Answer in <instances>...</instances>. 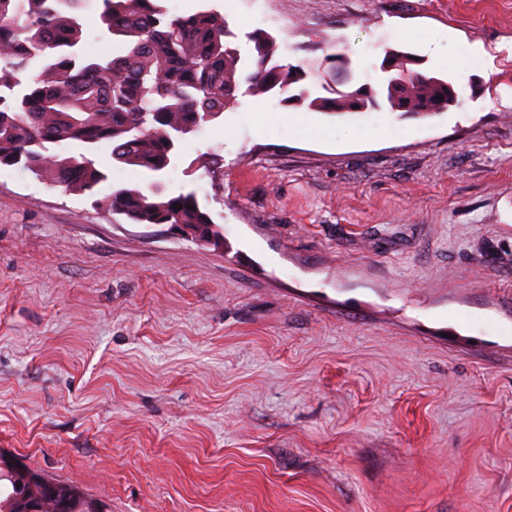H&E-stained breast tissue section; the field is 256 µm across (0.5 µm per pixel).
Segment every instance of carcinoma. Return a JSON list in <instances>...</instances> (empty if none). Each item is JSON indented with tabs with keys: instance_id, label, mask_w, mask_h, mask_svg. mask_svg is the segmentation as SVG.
Segmentation results:
<instances>
[{
	"instance_id": "obj_1",
	"label": "carcinoma",
	"mask_w": 512,
	"mask_h": 512,
	"mask_svg": "<svg viewBox=\"0 0 512 512\" xmlns=\"http://www.w3.org/2000/svg\"><path fill=\"white\" fill-rule=\"evenodd\" d=\"M84 2L0 0V167L91 194L108 179L96 156L110 146L115 162L151 179L145 190L116 187L102 202L132 224H201L220 233L195 191L172 195L160 182L180 143L240 97L278 96L288 106L337 115L386 108L425 116L461 101L453 81L413 70L414 60L392 49L385 55L398 82L382 71L373 84L349 81L337 89L331 82L347 62L336 54L323 72L327 95L314 97L309 74L284 62L266 32L246 34L244 54L224 15L176 14L163 0H99V26L120 49L91 58L81 51ZM27 473L39 471L0 455V512L19 496L41 501L50 485L68 504L65 512L105 506L61 480L30 484Z\"/></svg>"
}]
</instances>
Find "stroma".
Listing matches in <instances>:
<instances>
[{"instance_id": "obj_1", "label": "stroma", "mask_w": 512, "mask_h": 512, "mask_svg": "<svg viewBox=\"0 0 512 512\" xmlns=\"http://www.w3.org/2000/svg\"><path fill=\"white\" fill-rule=\"evenodd\" d=\"M460 105L240 98L165 183L224 246L0 167V453L109 512H512V0H167Z\"/></svg>"}]
</instances>
